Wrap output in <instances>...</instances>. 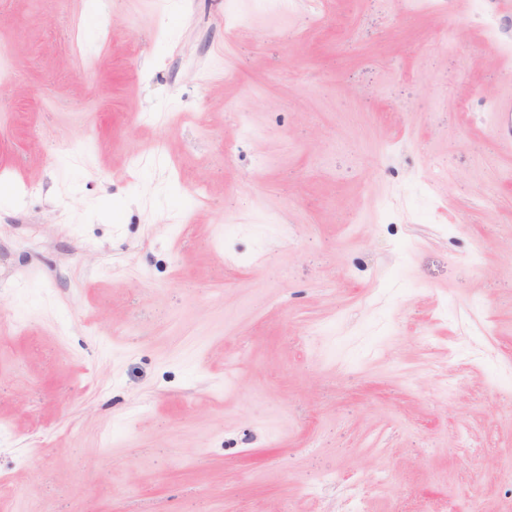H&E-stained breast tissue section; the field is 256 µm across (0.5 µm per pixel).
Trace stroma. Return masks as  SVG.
I'll return each instance as SVG.
<instances>
[{
	"label": "stroma",
	"mask_w": 512,
	"mask_h": 512,
	"mask_svg": "<svg viewBox=\"0 0 512 512\" xmlns=\"http://www.w3.org/2000/svg\"><path fill=\"white\" fill-rule=\"evenodd\" d=\"M481 13L0 0V512H512Z\"/></svg>",
	"instance_id": "35a3bbf8"
}]
</instances>
